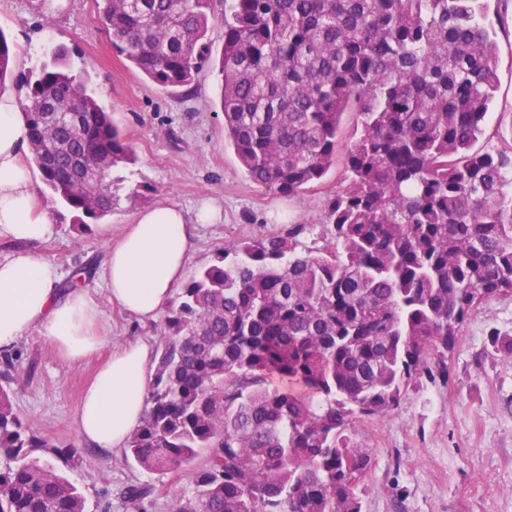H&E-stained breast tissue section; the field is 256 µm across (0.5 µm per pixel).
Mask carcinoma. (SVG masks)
I'll use <instances>...</instances> for the list:
<instances>
[{"label": "carcinoma", "instance_id": "1", "mask_svg": "<svg viewBox=\"0 0 512 512\" xmlns=\"http://www.w3.org/2000/svg\"><path fill=\"white\" fill-rule=\"evenodd\" d=\"M214 2L95 0L112 47L165 88L210 61ZM488 2L224 0V144L269 194L294 197L338 165L347 185L325 199L319 254L290 224L224 246L172 301L124 459L187 472L195 495L174 512H362L371 455L355 421L387 415L425 375L448 382L482 301L512 296V129L485 128L498 91ZM12 60L0 33V87ZM13 87L31 161L73 227L111 215L112 169L136 159L90 76L60 44ZM490 345L512 360L511 335ZM37 452L61 453L1 385L0 512H85Z\"/></svg>", "mask_w": 512, "mask_h": 512}]
</instances>
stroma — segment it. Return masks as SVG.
Segmentation results:
<instances>
[{
  "label": "stroma",
  "mask_w": 512,
  "mask_h": 512,
  "mask_svg": "<svg viewBox=\"0 0 512 512\" xmlns=\"http://www.w3.org/2000/svg\"><path fill=\"white\" fill-rule=\"evenodd\" d=\"M0 32L14 48L18 73L38 65L55 46H67L75 70L92 75L96 95L132 145L135 178L146 186L133 197L127 184H119L111 216L91 221L84 232L75 231L69 219H56L54 235L34 245L62 278L79 266L89 268L86 290L98 307L106 342L91 358L72 364L43 337L30 334L19 344L23 362L9 387L33 431L54 446H78V404L111 350L138 339L162 349L155 325L112 304L102 276L109 241L133 223L137 211L159 202L189 212L206 202L221 209L220 221L197 229L186 269L191 275L224 245L279 234L291 224L307 226V246H321L324 201L345 187L344 170H330L292 198L264 193L224 145L215 72L205 69L188 90L152 84L113 49L94 0H66L58 10L48 0H0ZM497 44L500 84L487 125L491 132L512 127V19L499 29ZM494 330L512 334V298L484 301L465 325L448 384L419 380L398 408L356 423V439L372 457L361 481L363 512H512V363L488 351ZM52 463L82 490L86 512H131L123 493L137 483L155 488L146 512H172L193 493L183 472L142 470L127 464L119 450L91 447L83 462L56 457Z\"/></svg>",
  "instance_id": "1"
}]
</instances>
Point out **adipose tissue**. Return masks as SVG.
Segmentation results:
<instances>
[{"label": "adipose tissue", "mask_w": 512, "mask_h": 512, "mask_svg": "<svg viewBox=\"0 0 512 512\" xmlns=\"http://www.w3.org/2000/svg\"><path fill=\"white\" fill-rule=\"evenodd\" d=\"M219 217L210 205L190 213L169 202L139 212L106 253L103 277L113 304L139 322L156 320L184 277L195 225ZM53 232L30 170L25 114L13 92L1 91L0 239L17 248L0 257V351L35 331L64 359L80 362L98 350L104 336L89 293L62 291L56 266L30 248ZM153 356L143 342L113 350L76 414L85 442L112 450L126 446L146 409Z\"/></svg>", "instance_id": "ef3b65f1"}]
</instances>
